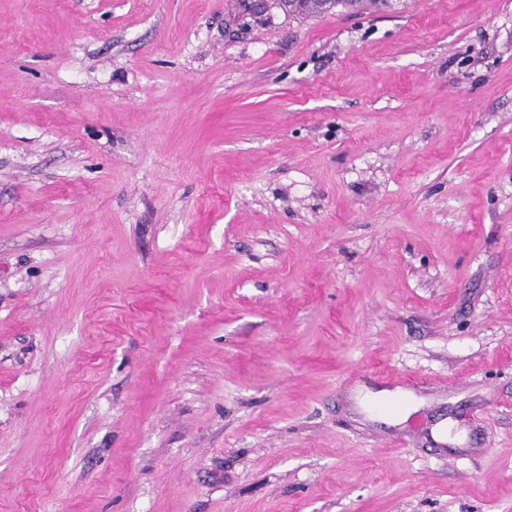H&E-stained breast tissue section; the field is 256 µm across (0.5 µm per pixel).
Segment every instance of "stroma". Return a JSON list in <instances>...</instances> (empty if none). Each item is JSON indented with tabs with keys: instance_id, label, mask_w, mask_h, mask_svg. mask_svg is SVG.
I'll list each match as a JSON object with an SVG mask.
<instances>
[{
	"instance_id": "stroma-1",
	"label": "stroma",
	"mask_w": 512,
	"mask_h": 512,
	"mask_svg": "<svg viewBox=\"0 0 512 512\" xmlns=\"http://www.w3.org/2000/svg\"><path fill=\"white\" fill-rule=\"evenodd\" d=\"M253 3L0 0V512H512V0Z\"/></svg>"
}]
</instances>
